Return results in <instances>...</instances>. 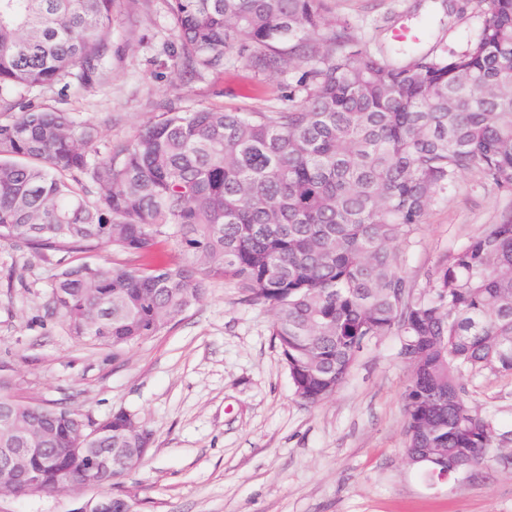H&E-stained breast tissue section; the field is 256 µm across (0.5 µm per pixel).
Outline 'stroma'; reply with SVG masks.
Here are the masks:
<instances>
[{"instance_id":"35a3bbf8","label":"stroma","mask_w":512,"mask_h":512,"mask_svg":"<svg viewBox=\"0 0 512 512\" xmlns=\"http://www.w3.org/2000/svg\"><path fill=\"white\" fill-rule=\"evenodd\" d=\"M371 50L422 36L459 52L477 33L475 0H333ZM112 75L87 87H34L25 97L123 141L164 105L240 112L284 107L307 67L254 79L232 51L222 68L184 78L167 0H117ZM512 210V195L469 175L432 205L399 266L426 286L438 261ZM60 253L0 246V362L22 395L62 402L94 420L123 410L153 434L127 486L139 512H512V464L499 460L429 485L404 453L407 373L397 336L374 340L335 395L313 408L293 395L263 308L214 281L201 302L120 357L79 341L48 313ZM468 400L496 433L512 432V373L482 372ZM89 492L0 501V512H77Z\"/></svg>"}]
</instances>
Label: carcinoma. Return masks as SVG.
I'll list each match as a JSON object with an SVG mask.
<instances>
[{
  "label": "carcinoma",
  "mask_w": 512,
  "mask_h": 512,
  "mask_svg": "<svg viewBox=\"0 0 512 512\" xmlns=\"http://www.w3.org/2000/svg\"><path fill=\"white\" fill-rule=\"evenodd\" d=\"M476 37L449 56L414 37L399 60L374 53L331 0H170L175 58L188 72L246 54L258 75L309 70L271 112L162 113L96 148L71 113L16 100L33 87L112 73L116 0H0V244L67 254L48 307L72 335L126 350L181 320L222 279L271 314L293 395L316 407L359 353L395 334L407 369L405 455L450 476L508 439L467 400V383L512 372V211L443 259L429 285L397 257L432 204L476 174L512 194V0H486ZM165 262L93 265L112 247ZM0 373V448H25L14 420L46 429L42 493L80 482L82 446L102 454L98 489L137 512L126 478L151 431L127 415L78 440L84 415L21 397Z\"/></svg>",
  "instance_id": "carcinoma-1"
}]
</instances>
